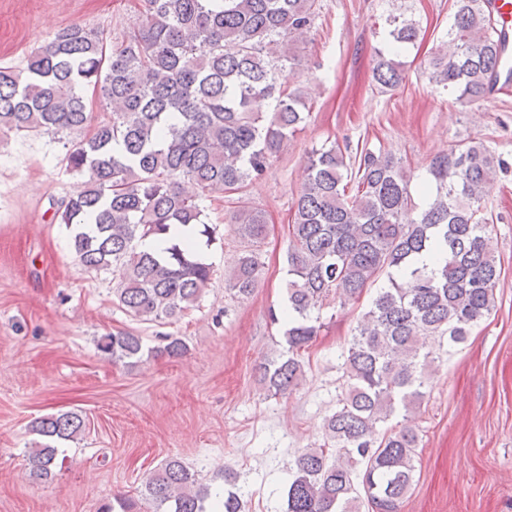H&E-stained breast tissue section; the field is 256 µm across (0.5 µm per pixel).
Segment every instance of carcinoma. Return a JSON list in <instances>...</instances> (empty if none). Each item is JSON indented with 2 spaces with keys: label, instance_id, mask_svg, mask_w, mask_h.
<instances>
[{
  "label": "carcinoma",
  "instance_id": "cac0c4a2",
  "mask_svg": "<svg viewBox=\"0 0 512 512\" xmlns=\"http://www.w3.org/2000/svg\"><path fill=\"white\" fill-rule=\"evenodd\" d=\"M139 23L121 44L106 48L97 32L73 24L31 52L25 70L0 67V134L68 131L77 135L63 162L86 177L60 221L72 229L80 264L118 278V307L140 322L170 319L193 308L211 267L192 240L173 241L158 255L146 239L176 226L211 241L215 229L200 202L222 190L240 193L288 149L310 111L299 53L318 16V0H142ZM372 79L381 90L403 80L402 52L420 38L419 23L385 19ZM505 36L491 0H454L448 28L425 67L428 83L472 105L500 76ZM91 85L112 109L100 121L82 88ZM273 110L263 111L267 104ZM297 191L287 251L288 308L270 313L282 325L288 354L258 367L274 394L296 388L304 351L332 301L344 306L386 276L356 320L342 363L344 388L323 421L326 440L306 448L288 480V512H359L366 498L377 512H399L415 478L419 436L412 424L426 396L435 358L429 336L448 349L465 342L495 307L501 276L485 204L503 168L475 139L435 154L412 195L414 174L389 153L364 148L347 159L338 143L314 150ZM224 223L249 244L224 270V283L244 299L262 263L253 246L267 236L264 213L241 205ZM438 252L434 267L419 257ZM155 353L179 358L177 337ZM114 361L138 360L142 338L118 331L97 340ZM86 428L75 411L41 417L42 438L27 452L30 476H54L58 445ZM150 512H208L211 488L172 458L144 482ZM102 512H143L116 496ZM224 512H242L240 491H223Z\"/></svg>",
  "mask_w": 512,
  "mask_h": 512
}]
</instances>
